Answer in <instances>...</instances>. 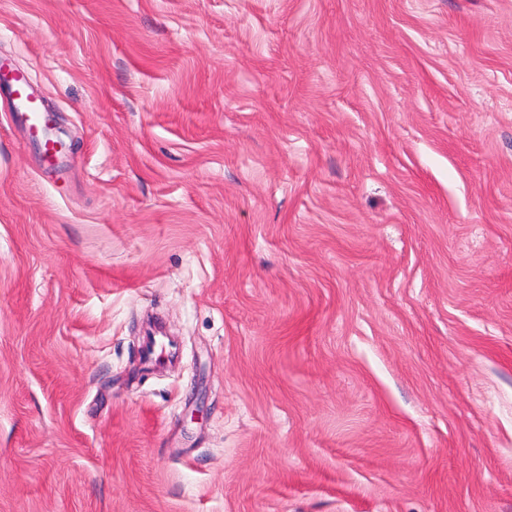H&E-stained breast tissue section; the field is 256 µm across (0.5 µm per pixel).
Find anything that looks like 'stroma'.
Here are the masks:
<instances>
[{
  "label": "stroma",
  "instance_id": "1",
  "mask_svg": "<svg viewBox=\"0 0 512 512\" xmlns=\"http://www.w3.org/2000/svg\"><path fill=\"white\" fill-rule=\"evenodd\" d=\"M0 512H512V0H0ZM30 77L24 70H15L8 78V92L15 100L17 120L31 130H40L45 123V115L36 100L27 93Z\"/></svg>",
  "mask_w": 512,
  "mask_h": 512
}]
</instances>
